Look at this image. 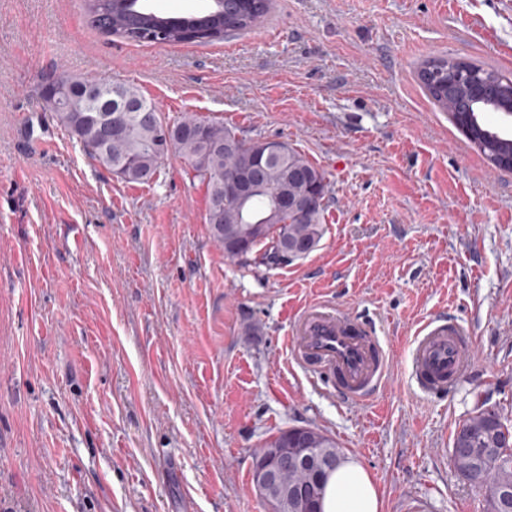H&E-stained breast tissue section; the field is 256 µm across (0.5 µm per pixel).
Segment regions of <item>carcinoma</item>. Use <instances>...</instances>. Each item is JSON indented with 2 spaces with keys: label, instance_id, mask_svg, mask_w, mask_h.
<instances>
[{
  "label": "carcinoma",
  "instance_id": "obj_1",
  "mask_svg": "<svg viewBox=\"0 0 512 512\" xmlns=\"http://www.w3.org/2000/svg\"><path fill=\"white\" fill-rule=\"evenodd\" d=\"M140 2L84 0L87 23L103 36L133 43H212L256 27L272 8V0H215L208 13L219 14L220 24L195 30L189 26L190 18L163 17L141 8ZM449 64L443 57L427 61L420 79L434 103L452 116L468 104L469 85L462 79L448 86ZM466 67L478 71L494 91L512 102L511 79L475 64ZM58 77L61 81L53 91L42 86L44 104L92 160L113 171L121 170V180L147 182L173 156L188 164L192 178L206 186L205 220L226 258L243 267L272 268L289 264L283 253L287 246H300L309 254L320 246L326 231L323 205L300 218L276 210V201L284 192L306 196L318 186L321 194H326L325 173L296 149L286 146L283 161L262 169L259 189L241 204L224 198V180L253 167L265 151L266 141L246 140V149L226 151L224 140L235 131L221 121L195 116L170 121L133 85L66 70ZM92 83L116 88L128 104L126 111L109 113L107 121L118 129L110 137L102 134L99 113L90 111L85 87ZM306 431L307 439L290 442L288 447L311 448L324 457L338 449L333 437L313 427ZM453 447L466 449V454H452L450 460L462 479L484 492L486 512H512V494L505 499L499 496L502 487L512 491V426L498 412L481 410L459 425Z\"/></svg>",
  "mask_w": 512,
  "mask_h": 512
}]
</instances>
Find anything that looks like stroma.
Listing matches in <instances>:
<instances>
[{"label":"stroma","mask_w":512,"mask_h":512,"mask_svg":"<svg viewBox=\"0 0 512 512\" xmlns=\"http://www.w3.org/2000/svg\"><path fill=\"white\" fill-rule=\"evenodd\" d=\"M434 57L512 77V0H274L207 45L104 37L83 0H0V512H268L252 464L295 426L360 460L383 512H485L450 454L478 410L512 420V169L428 96ZM62 70L296 148L328 182L320 246L226 259L183 160L127 183L60 127L39 89ZM324 300L391 350L368 405L290 359L295 313ZM434 315L478 345L443 400L406 371Z\"/></svg>","instance_id":"obj_1"}]
</instances>
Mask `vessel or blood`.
<instances>
[{"label": "vessel or blood", "mask_w": 512, "mask_h": 512, "mask_svg": "<svg viewBox=\"0 0 512 512\" xmlns=\"http://www.w3.org/2000/svg\"><path fill=\"white\" fill-rule=\"evenodd\" d=\"M286 345L307 379L330 382L346 403L365 404L388 382L390 352L375 328L328 302L296 313ZM475 347V338L461 323L443 317L423 321L409 361L416 392L428 399L446 397L471 373Z\"/></svg>", "instance_id": "obj_1"}]
</instances>
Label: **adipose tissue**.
I'll list each match as a JSON object with an SVG mask.
<instances>
[{"instance_id":"1","label":"adipose tissue","mask_w":512,"mask_h":512,"mask_svg":"<svg viewBox=\"0 0 512 512\" xmlns=\"http://www.w3.org/2000/svg\"><path fill=\"white\" fill-rule=\"evenodd\" d=\"M382 501L371 477L355 459L341 462L329 475L322 512H381Z\"/></svg>"}]
</instances>
